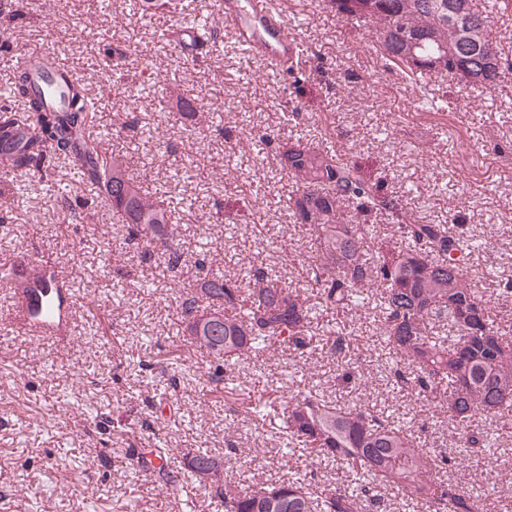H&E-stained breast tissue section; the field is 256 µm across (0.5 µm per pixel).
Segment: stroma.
<instances>
[{"label": "stroma", "instance_id": "35a3bbf8", "mask_svg": "<svg viewBox=\"0 0 512 512\" xmlns=\"http://www.w3.org/2000/svg\"><path fill=\"white\" fill-rule=\"evenodd\" d=\"M274 5L306 52V80L296 87L248 60L224 25L198 62L175 47V26L217 16V0H181L177 12L151 17L133 12L129 0H20L14 22L0 32V87L10 84L22 51L53 49L98 102L92 135L122 158L144 196L165 198L168 231L183 255L171 269L129 242L100 188L70 160H51L40 181L0 164V263L31 254L57 268L75 298L68 331L43 340L0 290V512H224L223 494L186 478L199 448L235 461L230 482L271 483L294 471L318 489L345 480L346 471L308 453L281 457L234 403L174 378L182 364L215 373L213 357L181 336L180 290L200 268L265 269L274 237L282 282L316 295L307 273L315 247L296 231L288 206L297 187L276 172L274 150H252L253 133L316 140L329 125L334 134L325 147L394 173L389 190L419 222L444 224L457 212L461 230L491 232L489 251L473 254L470 268L491 302L496 330L512 339V297L501 295L497 278L512 269V70L494 89L433 75L414 83L382 60L367 29L339 18L328 0ZM96 29L108 30V41H93ZM118 44L137 45L140 58L119 91L100 70L107 49ZM423 98L432 108H420ZM184 99L195 100L198 112L173 120ZM118 112L131 126L114 139ZM183 156L196 164L188 180L173 175ZM244 196L255 201V219L227 238L224 219ZM119 273L127 298L116 302L112 278ZM378 315L371 304L346 315L317 314L318 329L347 336L346 356L366 370L355 389L337 390L336 358L324 349L305 360L279 349L241 363L244 388L254 398L272 395L283 366L295 363L319 381L327 400L399 410L418 447L451 450L457 434L446 418H434L410 390L388 391L375 377L385 357ZM139 361L143 369L131 371ZM165 400L180 407L178 424H160L156 409ZM161 441L167 468L185 479L174 496L151 475H130L138 455ZM451 477L466 486L495 485L499 492L483 499L482 512H512V437L496 454L462 462Z\"/></svg>", "mask_w": 512, "mask_h": 512}]
</instances>
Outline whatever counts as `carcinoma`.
I'll use <instances>...</instances> for the list:
<instances>
[{
    "mask_svg": "<svg viewBox=\"0 0 512 512\" xmlns=\"http://www.w3.org/2000/svg\"><path fill=\"white\" fill-rule=\"evenodd\" d=\"M336 14L369 25L382 58L413 80L419 74L446 75L457 84L494 88L505 68L503 57L492 63L485 50L497 47L493 16L476 0H329ZM142 14L169 12L177 0H134ZM138 55L128 44L112 49V74L120 75ZM13 96L25 110L0 112V145L27 140L9 166L34 178L42 176L47 159L63 157L81 166L90 181L105 188L112 209L128 225L129 238L147 253L162 244L160 258L170 265L180 250L167 241V209L144 197L120 158L107 156L101 143L86 135L94 102L80 84L67 92V110L57 112L30 90L29 76L17 71ZM280 170L294 178L301 195L294 206L302 234L316 245L309 274L317 304L345 314L370 300L367 290L382 287L378 330L388 356L378 366L392 387L414 391L421 400L446 414L462 432L453 452L415 447L409 427L391 415L362 404L341 407L317 391L289 400L277 395L250 404L258 422L274 414L281 456L296 448L315 454L355 475L354 481L325 488L315 496L307 474L294 473L275 484L241 488L224 483V512H363L367 496L389 490L428 512H478L481 496L436 473L450 470L458 459L485 456L512 431V341L494 331L488 301L474 288L468 260L490 248L487 231H457L458 217L446 224L405 222L403 200L388 191L386 177H374L355 161L336 158L312 141H282L277 147ZM354 205L351 215L342 202ZM395 233L379 239L378 219ZM183 336L187 344L205 348L224 366V398L241 391L235 370L252 354L286 347L302 355L317 349L312 334L315 305L265 271L250 276L205 272L182 288ZM442 323L453 337L430 335ZM364 371L344 362L336 368V386L361 384ZM496 420L495 430L472 429L476 418ZM165 449L140 454L134 473L155 476L162 487L176 491L181 478L163 464ZM222 460L204 452L191 460L198 481Z\"/></svg>",
    "mask_w": 512,
    "mask_h": 512,
    "instance_id": "carcinoma-1",
    "label": "carcinoma"
}]
</instances>
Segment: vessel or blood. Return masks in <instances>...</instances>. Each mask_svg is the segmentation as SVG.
I'll return each instance as SVG.
<instances>
[{
    "label": "vessel or blood",
    "mask_w": 512,
    "mask_h": 512,
    "mask_svg": "<svg viewBox=\"0 0 512 512\" xmlns=\"http://www.w3.org/2000/svg\"><path fill=\"white\" fill-rule=\"evenodd\" d=\"M222 9L220 23L232 27L248 58L263 61L275 73L300 65L301 44L271 0H222ZM210 32V26L193 22L178 29L175 40L202 48L207 46ZM17 66L29 72L33 91L49 108H65L64 93L77 79L72 67L42 49L23 51ZM0 288L15 293L23 317L41 335H54L63 326L62 278L44 263L30 256L16 258L7 272L0 274Z\"/></svg>",
    "instance_id": "1"
}]
</instances>
